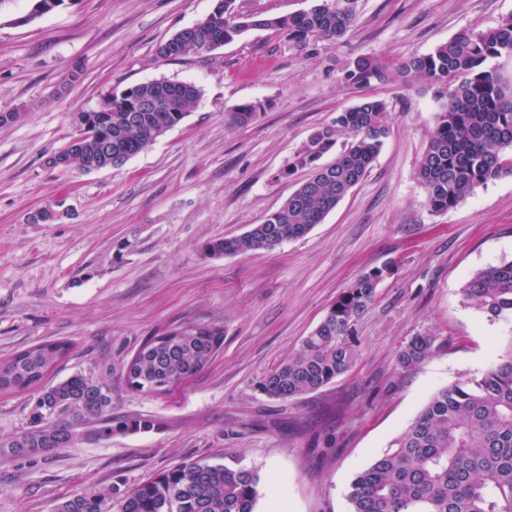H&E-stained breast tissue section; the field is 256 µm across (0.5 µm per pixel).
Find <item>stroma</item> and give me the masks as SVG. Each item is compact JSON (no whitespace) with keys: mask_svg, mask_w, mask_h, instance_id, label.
<instances>
[{"mask_svg":"<svg viewBox=\"0 0 512 512\" xmlns=\"http://www.w3.org/2000/svg\"><path fill=\"white\" fill-rule=\"evenodd\" d=\"M213 0H66L23 23L31 0H0V359L67 340L54 384L106 381L116 415L153 419L35 458L0 459V512H54L92 487L129 488L192 462L260 475L255 512H350L354 477L404 431L438 388L483 374L506 349L500 324L461 289L476 270L512 260V176L435 213L417 161L443 100L426 84L359 88L340 79L360 55L393 64L464 30L512 16V0H358L343 42L315 54L253 30L179 61L156 48L207 15ZM77 82H70L72 71ZM190 81L201 99L181 124L125 165L60 171L46 159L74 137L70 114L107 91L158 78ZM384 99L390 129L368 176L304 237L211 259L206 242L262 223L294 190L279 170L317 127L365 95ZM264 110L245 126L232 108ZM61 205L58 219L33 214ZM393 263L354 326L352 369L322 388L273 399L263 376L294 355L338 294ZM217 324L224 346L171 392L131 391L123 368L149 337ZM439 347L412 368L397 355L416 335ZM31 391L0 392V436L25 430Z\"/></svg>","mask_w":512,"mask_h":512,"instance_id":"obj_1","label":"stroma"}]
</instances>
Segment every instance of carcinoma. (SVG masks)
Returning <instances> with one entry per match:
<instances>
[{"label": "carcinoma", "mask_w": 512, "mask_h": 512, "mask_svg": "<svg viewBox=\"0 0 512 512\" xmlns=\"http://www.w3.org/2000/svg\"><path fill=\"white\" fill-rule=\"evenodd\" d=\"M357 22V0H315L306 11L278 17L243 14L237 0H224V12L200 19L173 34L164 60H181L234 41L249 30L285 34L306 51L319 40L337 41ZM512 57V16L493 28L465 31L424 55H413L390 68L377 59L357 56L341 80L358 87L392 77L404 86L424 82L446 98L436 115L416 175L431 211L443 213L470 197L476 188L512 175V82L488 61ZM107 106L72 113L73 123L87 126L86 136L60 153L67 169L89 172L123 166L179 125L200 98L188 82L155 79L106 95ZM261 104L231 110L236 125L251 123ZM388 103L365 96L317 128L277 177L306 169L285 203L241 235L205 244L209 258L246 255L273 249L307 235L370 172L387 137ZM347 141L335 150L340 136ZM330 162L323 158L330 152ZM393 273L389 265L357 277L337 298L294 357L268 372L259 388L275 399L315 391L353 367L358 348L353 326L373 303L378 285ZM465 304L482 312L508 332L506 351L481 376L436 390L412 423L389 449L356 475L347 498L350 512H512V261L474 272L462 288ZM437 337H411L398 352L409 369L436 349ZM224 329L205 325L196 336L182 337L174 347L138 350L137 388L155 394L201 372L222 349ZM67 341L36 344L0 360V384L36 393L27 429L0 437V458H28L77 444L67 426L77 417L71 409L83 403L96 418L98 438L147 431L144 417L112 415V390L103 382L73 374L44 385L58 363L55 349ZM260 476L256 469L234 464L193 462L122 491L116 486L85 489L60 502L55 512H254Z\"/></svg>", "instance_id": "1"}]
</instances>
